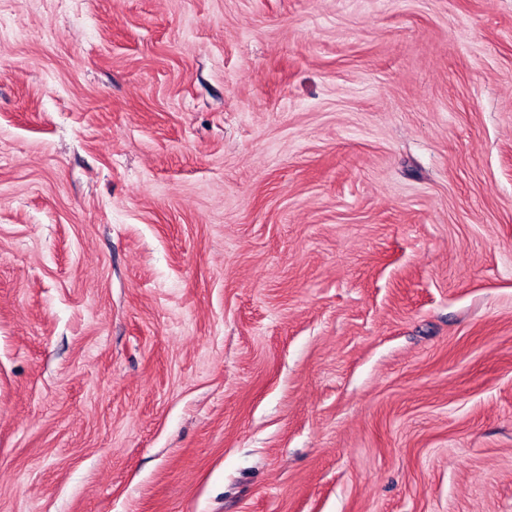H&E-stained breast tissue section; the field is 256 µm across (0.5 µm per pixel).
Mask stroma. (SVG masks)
<instances>
[{
  "label": "stroma",
  "mask_w": 512,
  "mask_h": 512,
  "mask_svg": "<svg viewBox=\"0 0 512 512\" xmlns=\"http://www.w3.org/2000/svg\"><path fill=\"white\" fill-rule=\"evenodd\" d=\"M0 18V512H512V0Z\"/></svg>",
  "instance_id": "35a3bbf8"
}]
</instances>
